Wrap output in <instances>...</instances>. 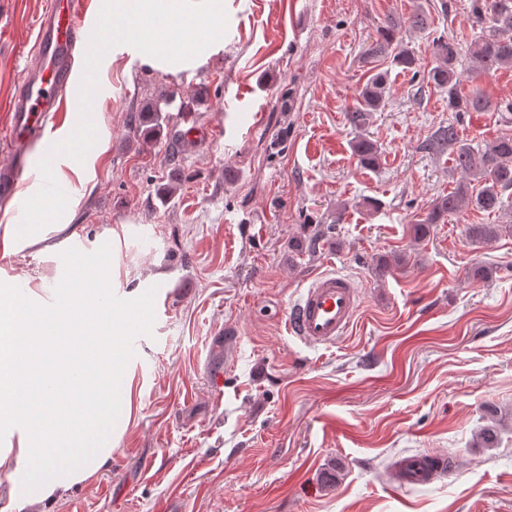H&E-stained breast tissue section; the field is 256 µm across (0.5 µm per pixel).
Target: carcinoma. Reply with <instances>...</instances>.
I'll list each match as a JSON object with an SVG mask.
<instances>
[{"mask_svg":"<svg viewBox=\"0 0 512 512\" xmlns=\"http://www.w3.org/2000/svg\"><path fill=\"white\" fill-rule=\"evenodd\" d=\"M471 12L478 22L486 26V32L470 45L469 53L474 70L488 74L503 66L512 65V0H471ZM397 27L390 23L380 27L378 37L369 46V54L389 57L392 63L412 70L418 59L412 51L402 46L397 38ZM461 55L459 43L453 39L438 38L434 43L435 66L428 72L434 87L448 93V108L454 112H482L488 108L486 97L474 90L466 95L460 93L461 76L457 64ZM388 72L372 74L360 89L357 106L348 111L349 124L359 132L351 143L359 162L370 167L376 164L379 149L373 140L364 134L374 113L386 104ZM170 101L151 105L144 113L143 124L135 127L143 142L153 141L163 134L170 115L165 108ZM440 146L454 148L456 167L463 179L448 195L433 204L426 217L412 225V237L421 242L430 234L433 225L443 224L446 219L472 208L496 213L503 207L504 193L512 189V137L502 136L485 147L474 148L457 138L454 126L450 125L438 134ZM512 234V221L507 224H469L466 235L475 244H487L505 234ZM502 430L496 424H487L479 431L480 444L492 448L501 441Z\"/></svg>","mask_w":512,"mask_h":512,"instance_id":"carcinoma-1","label":"carcinoma"}]
</instances>
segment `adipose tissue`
Here are the masks:
<instances>
[{
	"label": "adipose tissue",
	"mask_w": 512,
	"mask_h": 512,
	"mask_svg": "<svg viewBox=\"0 0 512 512\" xmlns=\"http://www.w3.org/2000/svg\"><path fill=\"white\" fill-rule=\"evenodd\" d=\"M111 6L113 41L134 45L144 63L171 74L196 67L223 42L224 0H112ZM174 18L203 29L204 39L174 51L166 26ZM107 149L98 135L79 152L31 165L23 197L40 198L49 180L66 183L67 218L0 220V251L52 255L77 243L69 219ZM76 277L78 288L59 292L47 313L37 289L15 297L11 277L0 274V470L9 475L0 485V512H45V504L90 484L111 465L129 422L132 375L122 342L131 319L102 313L98 266Z\"/></svg>",
	"instance_id": "adipose-tissue-1"
}]
</instances>
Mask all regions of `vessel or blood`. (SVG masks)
<instances>
[{"label":"vessel or blood","mask_w":512,"mask_h":512,"mask_svg":"<svg viewBox=\"0 0 512 512\" xmlns=\"http://www.w3.org/2000/svg\"><path fill=\"white\" fill-rule=\"evenodd\" d=\"M112 47L110 22H101L97 35H89L84 0H52L37 24L34 63L20 79L8 114L12 137L35 141L44 134L45 114L87 111L91 99L101 94L98 68ZM87 55V77L76 82L72 60L76 49ZM27 173L21 161L0 165V195L15 196ZM359 308V291L354 280L342 273L315 274L301 289L286 318L287 331L310 346H330L348 332ZM430 455L416 454L401 459L391 471L396 487L424 485L435 477Z\"/></svg>","instance_id":"vessel-or-blood-1"}]
</instances>
